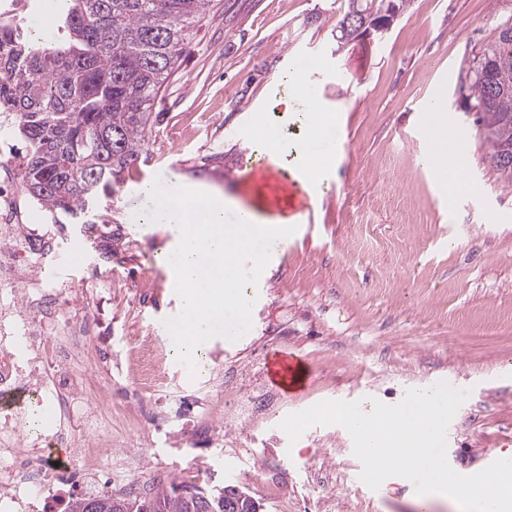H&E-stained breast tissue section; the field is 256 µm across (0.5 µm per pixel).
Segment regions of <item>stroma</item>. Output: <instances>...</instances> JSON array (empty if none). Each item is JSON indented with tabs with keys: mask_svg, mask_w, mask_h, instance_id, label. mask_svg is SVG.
Instances as JSON below:
<instances>
[{
	"mask_svg": "<svg viewBox=\"0 0 512 512\" xmlns=\"http://www.w3.org/2000/svg\"><path fill=\"white\" fill-rule=\"evenodd\" d=\"M348 0H213L183 47L179 68L157 99L138 178H126L96 211L116 231L110 277L96 267L83 225L70 224L54 278L69 316L93 304L102 336L87 338L92 386L110 384L112 465L151 485L195 482L245 487L263 512H418L410 481L393 476L378 489L348 431L315 425L297 441L274 431L267 411L228 416L242 392L263 397L280 416L328 400L368 398L394 405L407 390L446 383L468 391L448 427V462L477 473L482 458L512 452V189L484 163V150L458 93L465 61L512 19V0H408L391 29L370 41L336 45ZM331 125L318 147L324 172L309 221L283 240L251 287L252 326L235 341L217 336L205 353L209 373L184 379L158 322L179 314L165 262L177 233L143 224L140 193L151 174L177 167L180 186L221 194L279 223L287 196L274 176L296 166L293 147L305 119L274 110L289 73L306 60ZM439 100L441 123L467 145L464 187L449 191L424 164V110ZM274 142L256 146L258 123ZM264 174L238 168L241 153ZM220 154L228 174L205 171ZM151 339L164 359L150 386L137 358ZM111 368H97L100 341ZM300 359L304 385L289 395L270 382L272 354Z\"/></svg>",
	"mask_w": 512,
	"mask_h": 512,
	"instance_id": "35a3bbf8",
	"label": "stroma"
}]
</instances>
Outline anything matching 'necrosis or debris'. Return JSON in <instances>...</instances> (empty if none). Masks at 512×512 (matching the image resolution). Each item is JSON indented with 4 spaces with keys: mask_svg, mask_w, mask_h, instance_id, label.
Masks as SVG:
<instances>
[{
    "mask_svg": "<svg viewBox=\"0 0 512 512\" xmlns=\"http://www.w3.org/2000/svg\"><path fill=\"white\" fill-rule=\"evenodd\" d=\"M16 157L0 153V512H63L62 487L111 488L112 451L76 448L71 427L105 428L102 410L111 390H88L71 322L59 291L44 270L59 251L60 232L37 233L23 220ZM32 275L21 292L22 271ZM51 358L62 367L38 378Z\"/></svg>",
    "mask_w": 512,
    "mask_h": 512,
    "instance_id": "necrosis-or-debris-1",
    "label": "necrosis or debris"
}]
</instances>
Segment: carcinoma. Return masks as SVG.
Listing matches in <instances>:
<instances>
[{
  "instance_id": "cac0c4a2",
  "label": "carcinoma",
  "mask_w": 512,
  "mask_h": 512,
  "mask_svg": "<svg viewBox=\"0 0 512 512\" xmlns=\"http://www.w3.org/2000/svg\"><path fill=\"white\" fill-rule=\"evenodd\" d=\"M212 0H70L60 15L66 42L13 43L0 61V112L15 115L25 144L22 192L73 222L123 182L147 145L152 103L176 71L184 42ZM466 68L459 92L485 147L484 162L512 187V23L503 22ZM193 494H188V491ZM237 485L156 486L144 494L77 497L67 512H117L135 497L140 512H236Z\"/></svg>"
}]
</instances>
